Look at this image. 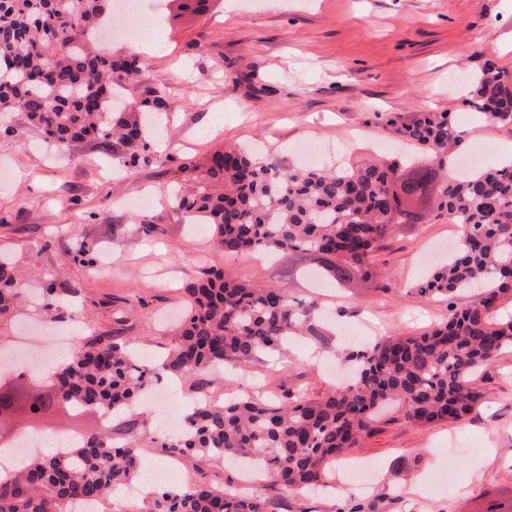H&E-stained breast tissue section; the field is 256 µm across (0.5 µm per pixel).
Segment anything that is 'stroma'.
<instances>
[{
    "mask_svg": "<svg viewBox=\"0 0 512 512\" xmlns=\"http://www.w3.org/2000/svg\"><path fill=\"white\" fill-rule=\"evenodd\" d=\"M159 49L111 41V51L137 55L141 73L128 98L165 87L173 104L161 145L126 170L118 158L83 142L66 152L45 149L35 134L0 118V250L29 267L61 270L78 290L74 330H104L133 341L144 357L170 346V324L189 303L187 288L202 271L223 269L236 281L288 288L316 298L309 331L248 369L227 364L198 384L171 381L180 414L203 397L221 401L260 392L317 398L336 383L327 366L348 349L390 335L417 336L445 322L448 304L412 290L436 251L448 259L459 227L429 219L400 224L379 253L373 280L336 285L319 280L317 260L300 252L224 254L207 226L188 224L172 190L190 182L207 156L227 144L258 149L280 167L320 164L321 143L358 157L385 153L390 140L376 115L451 113L461 160L480 156L498 166L512 155V129L470 118L466 74L485 63L512 76V0H208L203 12L162 25ZM161 227L145 235L140 214ZM86 241L96 263L71 261ZM484 401L457 423L406 424L390 412L337 467L360 461L374 470L368 489L345 483L323 494L287 492L268 481L257 492L270 512H505L512 507V348L477 377Z\"/></svg>",
    "mask_w": 512,
    "mask_h": 512,
    "instance_id": "obj_1",
    "label": "stroma"
}]
</instances>
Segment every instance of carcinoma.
<instances>
[{
  "label": "carcinoma",
  "mask_w": 512,
  "mask_h": 512,
  "mask_svg": "<svg viewBox=\"0 0 512 512\" xmlns=\"http://www.w3.org/2000/svg\"><path fill=\"white\" fill-rule=\"evenodd\" d=\"M107 0H0V114L20 112L27 130L64 150L89 140L118 153L128 168L147 160L150 124L171 110L164 90L114 110L118 91L138 72V60L98 50ZM469 109L512 128V82L492 63L472 83ZM383 129L428 151L435 165L409 168L365 157L330 170L263 163L245 149L213 151L194 185L178 189L175 208L188 224H206L226 254L250 250L307 251L326 276L345 284L375 275V259L398 224H420L427 213L460 227V251L412 285L421 296L448 302V321L421 336H388L347 355L353 376L318 398L301 394L266 403L250 395L201 401L188 428L159 441L181 456L211 463L227 458L261 462L286 490L325 483L326 467L370 436L380 412L398 407L411 425L458 422L484 398L475 374L512 347V318L497 317L512 300V162L448 176V150L461 142L446 112L383 118ZM480 292L466 307L454 302ZM187 291L186 316L161 366L134 358L129 342L109 332L79 334L68 358L46 368L53 399L70 413L112 411L123 416L162 377L195 381L214 367H246L280 351L310 329L316 300L297 302L288 289L231 281L216 268ZM28 293L16 255H0V338ZM77 290L46 272L39 310L52 319L70 311ZM109 427L80 435L67 454L29 456L0 478V512H83V501L105 504L112 488L136 475L144 451ZM140 512H267L251 495L189 479L153 490Z\"/></svg>",
  "instance_id": "cac0c4a2"
}]
</instances>
